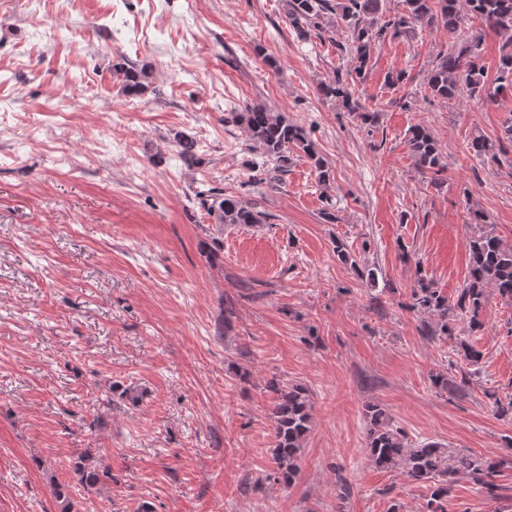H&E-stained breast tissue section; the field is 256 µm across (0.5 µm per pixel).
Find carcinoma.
<instances>
[{"instance_id":"carcinoma-1","label":"carcinoma","mask_w":512,"mask_h":512,"mask_svg":"<svg viewBox=\"0 0 512 512\" xmlns=\"http://www.w3.org/2000/svg\"><path fill=\"white\" fill-rule=\"evenodd\" d=\"M382 0H287L289 25L300 38H323L329 29L340 26L349 34L348 42L339 45L362 75L372 62L374 49L387 38H395L410 31L419 23L436 25L448 31V44L436 54L430 69L427 90L430 96L448 101L461 89L471 97L492 99L512 91V0H466V11L458 8L457 0H402L404 13L393 18L379 17ZM480 18L489 30L502 39L497 85H487L484 68L480 65L479 46L483 34L460 38V28L465 14ZM112 73L121 83L122 92L137 97L152 85V72L125 58L112 62ZM325 98L339 101L348 112H357L368 121L373 116L358 102L348 83L338 74L318 85ZM224 121L239 127L250 149L260 160L251 167V182L262 184L280 180L288 172L291 155L303 154L317 171V179L325 192V201L331 202L332 175L318 155L310 132L288 121L279 112L262 105H247L238 112H230ZM179 157L193 167L198 164L195 142L185 136L178 139ZM512 146V118L503 126L502 136L493 141L482 134L472 137L470 150L477 158H494ZM407 145L415 166L423 173L437 176L444 169L438 143L431 130L418 124L407 133ZM198 207L214 217L218 224H266L269 215L258 209V204L234 195H227L218 187L206 185L195 194ZM467 246L470 255V280L461 289L455 302H450L438 289L424 280H418L413 289L411 309L440 317L436 326H429L430 336L448 335V313L468 322L474 329L480 326V312L486 299V287L491 285L506 302H512V246H507L487 228L484 216L474 213V232ZM274 394L272 409L274 421L273 461L276 465L274 481L291 484L298 473V459L302 444L312 426L313 405L308 391L301 385L269 384ZM369 423L367 452L371 462L380 469H403L415 482H431L429 512H445L453 482L451 477L464 471L485 489L488 496L497 497L494 482L496 466L477 462L467 456L456 458L455 467L445 466L444 448L436 442L407 445L405 435L392 428L384 408L378 404L366 406ZM53 496L60 512H75L68 487L57 484Z\"/></svg>"}]
</instances>
